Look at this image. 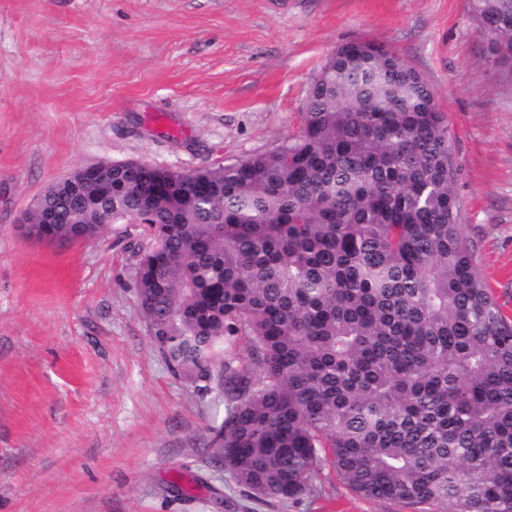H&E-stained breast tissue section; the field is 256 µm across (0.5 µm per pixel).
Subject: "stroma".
I'll return each instance as SVG.
<instances>
[{"label": "stroma", "mask_w": 512, "mask_h": 512, "mask_svg": "<svg viewBox=\"0 0 512 512\" xmlns=\"http://www.w3.org/2000/svg\"><path fill=\"white\" fill-rule=\"evenodd\" d=\"M354 38L433 87L459 222L512 318V70L467 0H0V512H443L361 498L327 467L298 500H252L206 448L217 389L169 369L139 312L141 225L62 243L20 230L90 164L191 170L278 147Z\"/></svg>", "instance_id": "1"}]
</instances>
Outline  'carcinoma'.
<instances>
[{
  "label": "carcinoma",
  "instance_id": "obj_1",
  "mask_svg": "<svg viewBox=\"0 0 512 512\" xmlns=\"http://www.w3.org/2000/svg\"><path fill=\"white\" fill-rule=\"evenodd\" d=\"M468 2L512 70V0ZM451 140L420 73L354 39L275 149L115 162L78 193L52 184L27 221L49 241L144 223L140 314L170 367L218 378L207 447L253 498L296 500L330 466L366 499L512 512V319L458 224Z\"/></svg>",
  "mask_w": 512,
  "mask_h": 512
}]
</instances>
